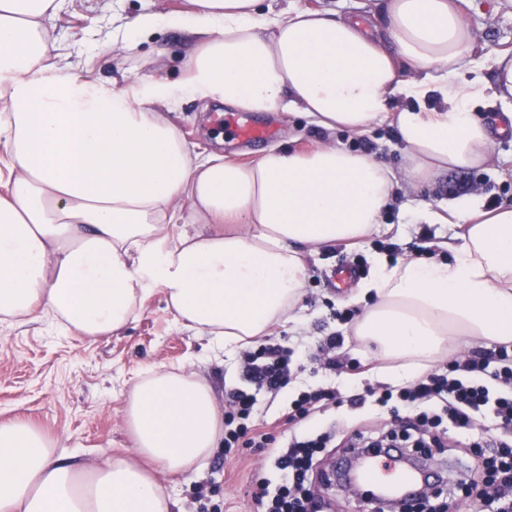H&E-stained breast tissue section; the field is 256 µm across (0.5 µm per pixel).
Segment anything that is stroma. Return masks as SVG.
I'll return each mask as SVG.
<instances>
[{
    "mask_svg": "<svg viewBox=\"0 0 512 512\" xmlns=\"http://www.w3.org/2000/svg\"><path fill=\"white\" fill-rule=\"evenodd\" d=\"M184 4L185 0H63L61 10L46 17L44 24L57 61L71 64L74 70L88 67L101 78L121 76L129 84L142 78L162 79L176 87L192 49L191 35L162 26L130 54L114 51L110 42L115 28L139 14L165 15L181 10ZM462 8L476 33L478 54L512 53V0H464ZM227 110V105L216 102L200 111L198 102L183 94L171 118L196 152L221 153L241 162L256 159L266 148L306 150L330 141L372 154L394 168L402 159L392 126H377L361 136L329 133L289 112L252 113V120L272 130L263 147L253 148L229 137L220 143L216 140L218 119ZM468 196L512 204L511 139L495 141L493 160L484 168L444 171L418 190L400 180L396 200L382 218L383 233L355 246L339 243L305 253L307 279L298 305L300 321L276 325L271 335L288 346L302 343L313 349L330 332L343 334L339 355L345 368L328 377L315 362L303 361L293 382L276 400H262L257 420L264 432L279 435L282 426L277 419L299 392L326 384L345 395L369 387L383 391L387 381L378 372V361L347 335L346 323L337 318L347 311L348 296L336 285V270L353 253L368 258L383 243L397 244L400 258L417 257L425 236L439 244V256H446V246L453 243L458 226L422 223L414 211L422 202L436 206ZM240 363L237 356L228 362L215 357L206 338L177 326L158 289L142 301L122 330L94 342L62 335L41 321L12 327L0 323V422L28 421L56 441L64 459L93 464L106 452H130L124 399L143 370L183 366L221 393L239 385ZM315 423L336 429L335 445L318 455L312 479L323 512H361L360 499L327 483L326 476L345 455L346 440L359 430L373 433L389 428V413L372 405L358 410L336 406ZM266 455L263 448H242L228 461L219 449L200 470L172 474L158 466L154 476L175 500V512H210L215 503L221 504L223 512H255L257 482L273 476L265 464Z\"/></svg>",
    "mask_w": 512,
    "mask_h": 512,
    "instance_id": "obj_1",
    "label": "stroma"
}]
</instances>
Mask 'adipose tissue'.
Listing matches in <instances>:
<instances>
[{"label": "adipose tissue", "mask_w": 512, "mask_h": 512, "mask_svg": "<svg viewBox=\"0 0 512 512\" xmlns=\"http://www.w3.org/2000/svg\"><path fill=\"white\" fill-rule=\"evenodd\" d=\"M62 0H0V321L32 314L95 341L161 289L178 325L233 357L296 320L304 251L368 237L400 179L429 183L484 167L512 112L487 119L486 93L512 97V55L484 62L460 0H371L366 16L263 0H187L139 15L124 50L160 26L195 38L180 88H126L51 61L42 19ZM494 69L486 88L480 72ZM246 112L297 113L328 131L391 122L402 170L327 142L241 163L192 152L169 112L177 92ZM429 224L459 226L446 259L390 261L351 294L352 325L394 383L425 374L468 340L512 343V205L478 197ZM135 456L63 462L40 430L0 423V512H173L148 463L190 470L224 441L212 387L195 372L146 368L124 399Z\"/></svg>", "instance_id": "adipose-tissue-1"}]
</instances>
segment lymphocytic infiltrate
<instances>
[{
  "label": "lymphocytic infiltrate",
  "instance_id": "lymphocytic-infiltrate-1",
  "mask_svg": "<svg viewBox=\"0 0 512 512\" xmlns=\"http://www.w3.org/2000/svg\"><path fill=\"white\" fill-rule=\"evenodd\" d=\"M307 356L305 349L264 338L242 353V386L224 393L225 456L241 447L268 449L280 476L274 486L259 480L255 499L261 512H318L310 491L313 462L336 433L299 432L295 425L331 405L359 409L367 404L362 393L343 397L332 387L303 391L290 403L292 430L279 438L260 432L255 420L259 396L276 398L291 383L296 362ZM376 403L389 408L408 440L450 428L464 434L480 431L484 443L498 451L485 458L482 480L465 478L461 490L466 499L495 512H512V443L507 440L512 434V346H496L489 358L452 359L409 386L384 390Z\"/></svg>",
  "mask_w": 512,
  "mask_h": 512
}]
</instances>
